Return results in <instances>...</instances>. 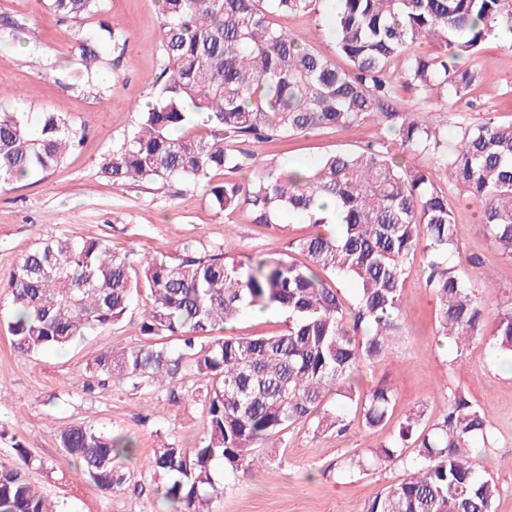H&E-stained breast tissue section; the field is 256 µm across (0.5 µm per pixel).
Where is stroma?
<instances>
[{"mask_svg":"<svg viewBox=\"0 0 512 512\" xmlns=\"http://www.w3.org/2000/svg\"><path fill=\"white\" fill-rule=\"evenodd\" d=\"M103 18L118 21L119 46L88 86H73L72 74L83 69L77 38ZM161 23L159 0H104L101 16L79 22L58 20L47 0H0V107L32 116L56 112L78 131L59 167L0 187V310L9 307L4 286L18 260L53 236L108 239L114 251L127 254L137 266L146 256L173 254L186 243L223 250L228 259L288 257L291 242L310 233L309 224L285 212L267 226L254 223L245 207L219 211L199 183L117 186L99 176L100 158L134 129L138 106L150 101L155 90L161 73ZM276 23L336 58L327 8L281 15ZM462 65L479 79L457 102L448 104L434 95L426 99L400 87L389 102L390 111H435L441 131L452 138L489 116L512 121V38L489 36ZM390 126V120L375 116L349 129L322 128L254 142L250 150L283 161L356 151L384 140L395 150L399 143ZM449 196L456 217L455 249L464 261L461 275L475 278L488 272L498 287L482 306L490 330L499 313L512 307L505 296L512 289V257L480 226L479 202L456 187ZM424 264L418 256L407 268L399 335L384 357L363 366L357 380L363 392L382 383L394 388L396 405L386 423L366 428L360 408L352 405L344 435H320L307 424L284 434L273 475L242 470L227 477L221 465H214L224 492L211 501V512H364L383 488L404 478L415 451L403 449L397 461L364 472L347 470L348 459L390 444L410 410H423V425L432 429L446 415L448 397L456 390L465 391L486 416L492 444L474 448L473 454L499 486L494 512H512V368L494 358L484 342L471 343L458 357L438 340ZM146 304V298H139L123 321L91 333L67 351L34 357L14 352L0 325V458L26 450L28 477L58 512H169L149 475L152 449L161 436L192 448L202 435L206 387L193 372L180 374L171 392L128 383L82 388L85 366L100 352L146 343L140 330ZM68 424L94 425L133 438L137 454L126 464L133 479L107 492L80 480L59 442V430Z\"/></svg>","mask_w":512,"mask_h":512,"instance_id":"35a3bbf8","label":"stroma"}]
</instances>
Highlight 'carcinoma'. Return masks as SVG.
Returning <instances> with one entry per match:
<instances>
[{
  "label": "carcinoma",
  "mask_w": 512,
  "mask_h": 512,
  "mask_svg": "<svg viewBox=\"0 0 512 512\" xmlns=\"http://www.w3.org/2000/svg\"><path fill=\"white\" fill-rule=\"evenodd\" d=\"M324 1L335 8L336 52L345 67L273 22ZM48 8L81 20L102 4L48 0ZM160 11L161 82L134 132L101 159L99 173L114 185L195 182L214 170L247 173L243 181L210 187L213 204L224 212L247 207L257 224L274 223L280 211L303 218L318 228L292 243L305 262L228 260L186 244L175 258L160 252L135 268L105 239L57 237L14 267L3 324L22 355L61 352L122 321L140 289L147 290L141 331L177 336L178 347L104 351L86 364L82 386L169 385L183 369L203 379L201 445L161 440L151 468L156 492L174 512H209V502L223 494L213 462L226 473L244 465L267 473L268 460L257 449L276 447L288 429L309 423L317 434L345 431L346 408L330 407V398L360 401L369 429L386 422L394 389L377 386L362 395L356 381L362 365L383 356L401 330V292L417 253H426L438 336L458 353L483 335L482 296L494 288L489 274H457L448 192L424 171L401 167L388 146L288 163L259 159L243 145L390 117L388 100L399 82L423 96L464 95L475 75L457 61L480 51L501 22L512 32V0H161ZM434 41L444 50H418ZM77 45L89 75L117 48L114 24L82 33ZM398 136L404 149L438 159L448 180L481 203V227L512 257V122L489 117L450 140L409 113ZM76 139L77 130L56 113H42L34 128L15 112H0V186L57 168ZM321 197L335 202L336 218L317 208ZM348 280L357 285L352 303L342 293ZM255 307L287 311L288 328L219 336ZM489 347L512 354V310L499 317ZM490 440L485 415L457 390L433 432L424 431L422 412L413 410L394 444L350 458L348 469L382 465L398 449L414 447L413 472L375 496L365 512H493L499 489L472 455L476 442ZM60 444L103 491L133 477L121 461L136 455L137 446L124 436L70 424L60 430ZM28 464L22 453L0 461V512H54L28 481Z\"/></svg>",
  "instance_id": "1"
}]
</instances>
